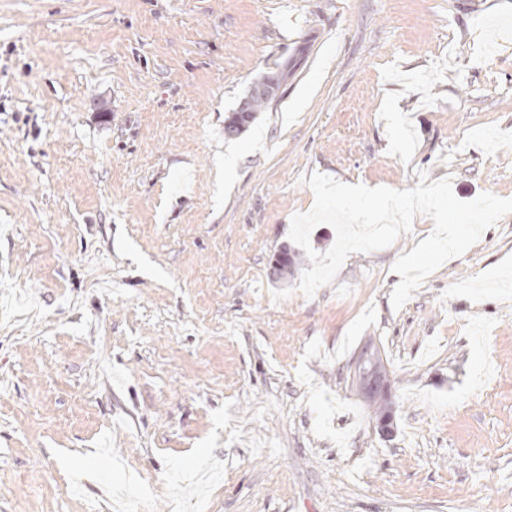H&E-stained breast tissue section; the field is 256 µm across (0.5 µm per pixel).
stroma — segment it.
<instances>
[{
    "label": "stroma",
    "mask_w": 512,
    "mask_h": 512,
    "mask_svg": "<svg viewBox=\"0 0 512 512\" xmlns=\"http://www.w3.org/2000/svg\"><path fill=\"white\" fill-rule=\"evenodd\" d=\"M315 172L512 198V0H0V512H512V213L308 298ZM277 90V83L275 80L267 77L262 81L257 83L255 87L251 90L250 94L240 103L237 109V116L240 119H246L253 111H252V103L253 99L257 97H269L274 94ZM269 98H257L254 100V110L258 112L262 107L265 106ZM254 114H251V117L248 121L239 122L237 117L235 116V112L229 117L227 120V124L224 125V133L228 138L236 137L245 131L246 127L253 121ZM229 125H237L232 130Z\"/></svg>",
    "instance_id": "stroma-1"
}]
</instances>
